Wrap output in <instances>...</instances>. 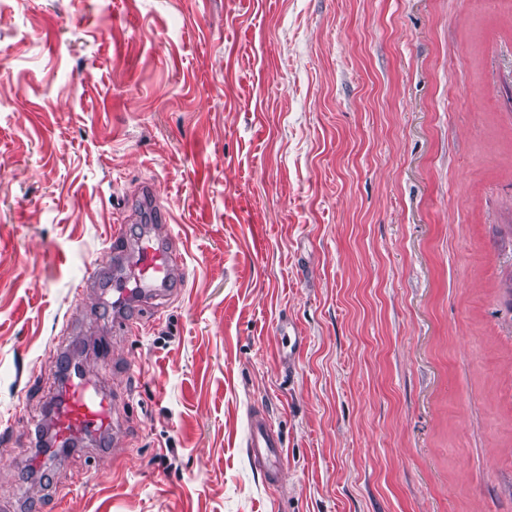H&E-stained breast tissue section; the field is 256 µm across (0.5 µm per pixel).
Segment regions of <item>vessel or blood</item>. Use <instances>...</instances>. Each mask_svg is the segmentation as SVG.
I'll use <instances>...</instances> for the list:
<instances>
[{
	"label": "vessel or blood",
	"instance_id": "b4317fda",
	"mask_svg": "<svg viewBox=\"0 0 512 512\" xmlns=\"http://www.w3.org/2000/svg\"><path fill=\"white\" fill-rule=\"evenodd\" d=\"M128 259L134 262L136 281L133 287L116 289L112 314L119 328L131 331L136 323L127 317V309L155 304L170 295V266L179 256L167 253L159 241L146 238L140 241L134 254H126L119 246L113 250L112 265H122ZM63 395L60 405L53 407L51 412V423L57 436L106 435L114 431L112 405L92 378H73L65 385ZM247 446L253 461L263 468L267 482L277 484L282 475L285 451L261 412H253L250 416Z\"/></svg>",
	"mask_w": 512,
	"mask_h": 512
}]
</instances>
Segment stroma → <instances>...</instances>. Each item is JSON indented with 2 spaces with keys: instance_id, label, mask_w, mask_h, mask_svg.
Here are the masks:
<instances>
[{
  "instance_id": "35a3bbf8",
  "label": "stroma",
  "mask_w": 512,
  "mask_h": 512,
  "mask_svg": "<svg viewBox=\"0 0 512 512\" xmlns=\"http://www.w3.org/2000/svg\"><path fill=\"white\" fill-rule=\"evenodd\" d=\"M119 225L182 256L134 334ZM511 277V7L0 0V512H512ZM78 345L118 432L53 461ZM247 448L253 461L264 469L267 482L277 484L282 475L285 451L280 438L259 411L250 415Z\"/></svg>"
}]
</instances>
